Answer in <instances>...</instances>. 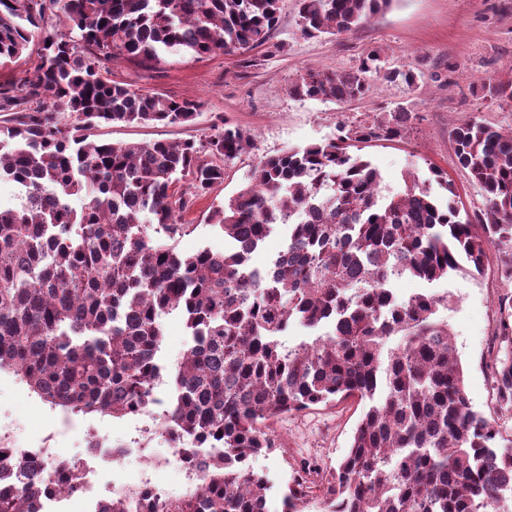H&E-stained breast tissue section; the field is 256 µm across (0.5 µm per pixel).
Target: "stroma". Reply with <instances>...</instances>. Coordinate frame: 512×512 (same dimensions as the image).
<instances>
[{
  "label": "stroma",
  "mask_w": 512,
  "mask_h": 512,
  "mask_svg": "<svg viewBox=\"0 0 512 512\" xmlns=\"http://www.w3.org/2000/svg\"><path fill=\"white\" fill-rule=\"evenodd\" d=\"M371 51L379 52L387 67L412 68L419 76L418 88L376 79L364 98L344 104L291 94L305 69L350 71ZM112 78L174 98H196L204 107L187 126L104 124L92 129V139L199 140L225 120L254 137L249 153L225 161L223 184L184 214L188 229L175 241L181 254L205 247L223 251V233L206 224L205 217L247 182L260 158L333 139L338 126L371 122L399 106L411 114L400 138L365 150L382 174L384 192L403 190L408 173L424 180L437 170L452 181L461 210L474 213L482 198L457 162L452 131L474 116L499 130H512V99H493L485 90L489 84H512V0H395L391 9L352 33L323 39L303 37L295 0H280L277 26L264 47L200 59L172 53L153 71L118 60L112 64ZM501 259V252L490 250L485 273L477 279L453 274L430 285L404 278L395 292L403 299L427 289L447 295L448 305L439 315L453 335L472 408L496 420L510 439L512 412L496 407L489 370L499 347V300L508 291L498 275ZM364 409L361 403H333L271 424L277 449L250 460L251 469L271 487L268 512H283V492L297 463L311 459L324 468L336 466ZM153 412L154 419L144 424L97 412L69 417L31 393L13 373L0 371V427L13 430L19 448L38 445L50 434L53 447L71 455L81 448L89 427L117 447L144 426L149 447L173 454L161 434V404Z\"/></svg>",
  "instance_id": "35a3bbf8"
}]
</instances>
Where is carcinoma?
I'll return each instance as SVG.
<instances>
[{"mask_svg":"<svg viewBox=\"0 0 512 512\" xmlns=\"http://www.w3.org/2000/svg\"><path fill=\"white\" fill-rule=\"evenodd\" d=\"M394 2L298 0L300 31L350 33ZM278 12L279 0H0V67L36 55L32 75L0 82V180L23 189L19 205L0 206V370L53 408L122 418L153 402L162 319L176 312L190 344L170 370L163 433L187 457L223 453L208 460L201 493L142 490L139 512H267L270 485L248 466L274 448L267 422L351 397L371 405L347 453L324 474L303 463L284 512H306L315 497L324 512H500L512 448L472 409L448 323L436 317L448 296L400 299L394 285L461 270L476 278L491 248L512 283L511 131L476 118L453 131L457 162L482 196L473 222L437 170L432 182L410 174L403 191L382 194L363 149L400 136L410 118L400 108L261 158L207 216L224 252L186 256L170 244L189 228L182 215L224 182L216 159L250 150L252 134L226 120L199 143L90 139L100 123L184 125L203 108L116 82L108 63L151 68L173 51L259 48ZM50 16L70 34L45 27ZM375 77L417 85L413 70L387 69L372 51L353 71L304 70L291 93L346 103ZM56 112L74 121L59 125ZM279 228L287 256L261 277L250 256ZM499 305L509 344L512 292ZM292 326L329 331L287 348L279 337ZM493 380L512 411L511 356L495 358ZM75 480L63 467L45 486ZM0 512H29L27 501L0 494Z\"/></svg>","mask_w":512,"mask_h":512,"instance_id":"cac0c4a2","label":"carcinoma"}]
</instances>
